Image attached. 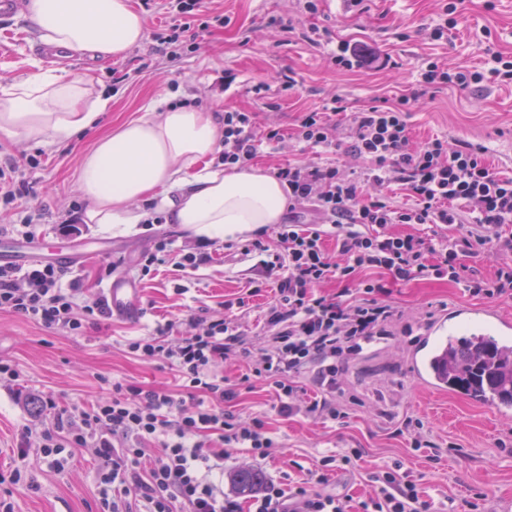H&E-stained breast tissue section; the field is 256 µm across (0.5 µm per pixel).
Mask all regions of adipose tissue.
<instances>
[{
    "label": "adipose tissue",
    "mask_w": 512,
    "mask_h": 512,
    "mask_svg": "<svg viewBox=\"0 0 512 512\" xmlns=\"http://www.w3.org/2000/svg\"><path fill=\"white\" fill-rule=\"evenodd\" d=\"M28 11L44 43L99 59H124L147 27L131 0H29ZM91 86L84 75L40 68L0 85V137L60 143L98 127L112 97ZM223 137L219 113L159 95L82 156L84 223L127 229L155 210L205 241L280 223L286 183L258 164L216 167Z\"/></svg>",
    "instance_id": "ef3b65f1"
}]
</instances>
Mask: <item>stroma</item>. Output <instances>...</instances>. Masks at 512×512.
<instances>
[{"label":"stroma","mask_w":512,"mask_h":512,"mask_svg":"<svg viewBox=\"0 0 512 512\" xmlns=\"http://www.w3.org/2000/svg\"><path fill=\"white\" fill-rule=\"evenodd\" d=\"M132 3L147 18L146 34L119 61L70 54L49 60L27 9L0 17V81L22 80L37 63L46 70L89 75L96 86L112 93V108L99 128L68 142L36 145L0 138V165L13 164L27 187L23 198L0 203V213L18 221L29 211H39V240L64 238L76 246L111 242V253L74 268L83 299L93 300L101 292V276L110 264L140 289L136 318L115 315L78 336L0 312V361L14 364L23 384L19 395L0 387V473L19 468L36 485L30 491L0 484V494L11 495L14 512H89L97 495L95 463L87 452H76L71 466L62 471L50 468L37 452L23 459L14 454L19 428L49 421L33 411L31 398L49 394L62 407L87 406L111 396L113 378L173 387L175 372L168 364L137 359L125 342L189 310L233 319L247 333L253 351L269 343L264 318L273 292L265 288L251 296L247 289L249 281L262 278V264L271 255L245 252L249 236L214 240L212 261L194 272L186 274L167 263L145 276L138 263L160 241L179 250L195 247L197 238L161 221L124 234L81 223L86 202L76 190L79 162L100 134L139 116L148 100L169 92L181 102L255 113L260 129L284 131L285 141L264 147L257 159L273 174L282 164L317 159L292 137L301 112L337 96L348 111L396 99L410 92L430 59L453 73L462 66L488 67L494 50L512 56V0H462L456 29L441 40L431 30L440 21L443 0H364L360 5L319 0L314 14L305 9V0H204L207 13L222 14L229 22L205 31L191 26L195 49L176 61L156 39L167 20L162 0ZM274 19L287 25V32L271 29ZM344 41L374 49L384 65L351 70L336 66L330 55ZM285 71L297 81L293 90L280 88L278 75ZM226 75L235 81L224 94L214 82ZM260 84L270 87L266 97L255 92ZM408 123L413 145L438 135L452 142H478L488 148L489 165L512 176V84L472 91L444 88L413 108ZM240 297L245 307H236ZM384 301L394 309L388 336L348 358L337 376L336 403L346 413L345 422L270 411L266 387L243 381L249 365L224 362L223 374L238 390L230 409L266 412V428L277 445L264 459L245 449L233 451L224 459L225 472L259 469L267 481L288 489L315 482L323 456L359 448L363 455L355 466L328 472L322 491L359 503L373 494L369 473L397 462L416 483L425 512H472L479 497L487 512H498L500 502L512 498V411L502 416L493 405L422 384L411 360L428 326L451 309L487 307L512 320V300L475 296L448 279L431 278L390 284ZM410 420L419 424L423 448L412 446L413 434L405 428Z\"/></svg>","instance_id":"1"}]
</instances>
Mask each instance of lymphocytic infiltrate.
Returning <instances> with one entry per match:
<instances>
[{
  "label": "lymphocytic infiltrate",
  "instance_id": "f902f5d3",
  "mask_svg": "<svg viewBox=\"0 0 512 512\" xmlns=\"http://www.w3.org/2000/svg\"><path fill=\"white\" fill-rule=\"evenodd\" d=\"M488 71L456 73L427 61L409 94L353 113L346 134L330 111L302 113L293 134L297 142L321 153L340 147L367 162L364 179L336 164L289 163L277 170L288 185V206L312 207L315 224H284L276 239L281 260L266 262L265 276L276 293L267 310L271 342L253 352L234 325L191 314L154 327L128 341L143 361L165 360L178 376L174 390L114 382L109 399L90 406L59 407L52 396L40 399L53 417L50 427H23L16 438L19 457L38 449L50 468L61 471L75 450L86 449L96 463L99 498L95 512H239L211 474L220 469L228 448H246L267 457L275 447L262 412H236L234 387L216 370L230 356L248 360L254 375L271 390L273 410L290 416L305 410L333 420L343 412L332 399L336 362L361 351L363 343L383 335L393 315L382 302L387 281L448 278L469 293L512 299V264L485 278L466 265L480 253L512 255V177L488 165L486 146L437 136L419 148L409 144V114L427 94L448 85L468 89L499 78L512 80V60L492 55ZM279 130L259 129L250 112L225 110V165L246 166L263 145L281 143ZM403 186L408 203L382 196L390 184ZM398 224H440L451 236L432 240L398 233ZM336 239L335 255L323 248ZM360 280L357 298L339 300L321 294L322 284ZM79 279L70 267L37 263L0 265V312L11 313L51 330L79 334L108 317L107 301L79 302ZM312 370L319 399L302 403L294 379ZM374 494L361 512H421L416 484L399 468L382 467L369 475ZM252 512H347L335 495L307 486L287 492L265 484L251 499Z\"/></svg>",
  "mask_w": 512,
  "mask_h": 512
}]
</instances>
